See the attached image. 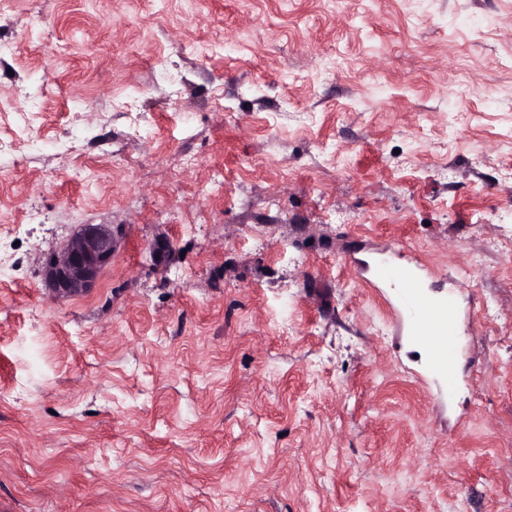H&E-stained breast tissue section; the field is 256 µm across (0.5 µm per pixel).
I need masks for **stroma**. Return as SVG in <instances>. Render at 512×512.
<instances>
[{"label": "stroma", "instance_id": "obj_1", "mask_svg": "<svg viewBox=\"0 0 512 512\" xmlns=\"http://www.w3.org/2000/svg\"><path fill=\"white\" fill-rule=\"evenodd\" d=\"M0 248V512H512V0H0ZM122 224H81L43 263L45 287L57 298L89 293L112 264L124 235ZM377 269V275L381 278L390 274V279H394L401 288L399 295L400 307L411 315L412 322H415L414 334L411 341L407 344L409 349H422L428 355V362L432 364L435 361L433 344L437 348V354L443 357V361L436 370L445 372L444 381L447 383L448 392L455 385V374L453 371L452 357L456 352V334L454 330L453 310L448 302L427 301L422 293L421 284L423 274L421 269L410 266L391 267L384 263ZM419 336H424L425 340L432 343H422Z\"/></svg>", "mask_w": 512, "mask_h": 512}]
</instances>
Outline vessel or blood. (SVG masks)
Returning <instances> with one entry per match:
<instances>
[{
	"label": "vessel or blood",
	"instance_id": "b4317fda",
	"mask_svg": "<svg viewBox=\"0 0 512 512\" xmlns=\"http://www.w3.org/2000/svg\"><path fill=\"white\" fill-rule=\"evenodd\" d=\"M379 277H391L399 285L400 307L408 312L415 324L416 335L433 342L441 358L438 366L444 374L447 385H454L452 357L456 352V337L453 324V310L448 302H434L423 296L421 284L423 274L420 269L401 266H382L377 270Z\"/></svg>",
	"mask_w": 512,
	"mask_h": 512
}]
</instances>
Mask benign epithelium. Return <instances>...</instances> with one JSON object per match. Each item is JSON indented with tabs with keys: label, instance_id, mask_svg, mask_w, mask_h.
Returning a JSON list of instances; mask_svg holds the SVG:
<instances>
[{
	"label": "benign epithelium",
	"instance_id": "1",
	"mask_svg": "<svg viewBox=\"0 0 512 512\" xmlns=\"http://www.w3.org/2000/svg\"><path fill=\"white\" fill-rule=\"evenodd\" d=\"M123 224H81L43 263L45 287L57 298L89 293L112 264L124 235Z\"/></svg>",
	"mask_w": 512,
	"mask_h": 512
}]
</instances>
